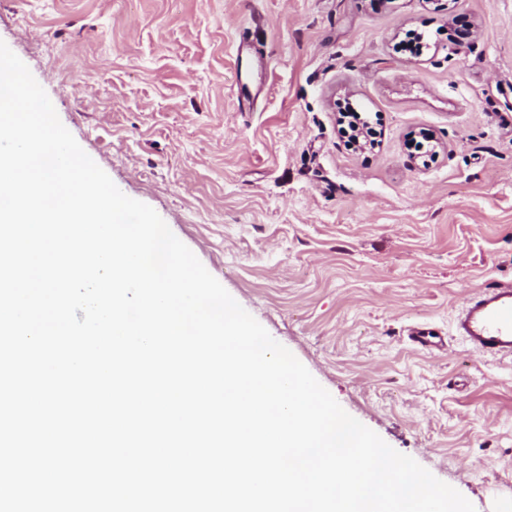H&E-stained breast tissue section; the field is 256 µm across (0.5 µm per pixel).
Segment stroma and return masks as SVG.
Returning a JSON list of instances; mask_svg holds the SVG:
<instances>
[{"label": "stroma", "mask_w": 512, "mask_h": 512, "mask_svg": "<svg viewBox=\"0 0 512 512\" xmlns=\"http://www.w3.org/2000/svg\"><path fill=\"white\" fill-rule=\"evenodd\" d=\"M0 41L348 414L512 512V360L452 331L512 278V0H0Z\"/></svg>", "instance_id": "stroma-1"}]
</instances>
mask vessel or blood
Returning a JSON list of instances; mask_svg holds the SVG:
<instances>
[{
    "label": "vessel or blood",
    "mask_w": 512,
    "mask_h": 512,
    "mask_svg": "<svg viewBox=\"0 0 512 512\" xmlns=\"http://www.w3.org/2000/svg\"><path fill=\"white\" fill-rule=\"evenodd\" d=\"M455 331L479 355L512 359V280L490 282L469 299Z\"/></svg>",
    "instance_id": "obj_1"
}]
</instances>
